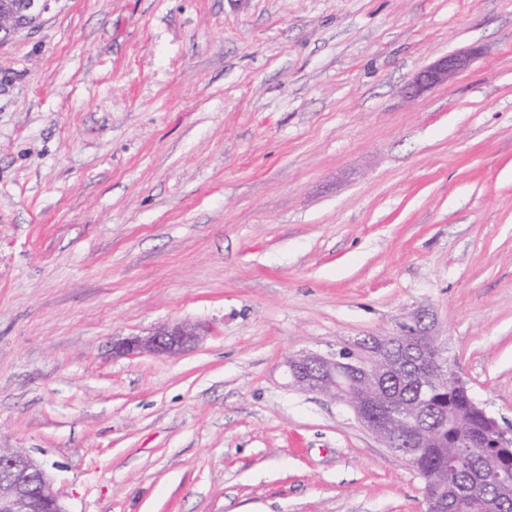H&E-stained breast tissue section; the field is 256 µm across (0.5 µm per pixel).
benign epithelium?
I'll return each mask as SVG.
<instances>
[{
  "label": "benign epithelium",
  "mask_w": 512,
  "mask_h": 512,
  "mask_svg": "<svg viewBox=\"0 0 512 512\" xmlns=\"http://www.w3.org/2000/svg\"><path fill=\"white\" fill-rule=\"evenodd\" d=\"M472 58L473 55L465 52L451 54L421 69L405 85L404 95L415 99L448 83L469 66ZM404 326L409 335L417 337L416 341L374 336L364 345L361 355L347 349L334 357L314 352L287 357L284 373L288 386L328 396L346 406L364 428L396 452L406 442L420 448L437 446L434 431L421 422L423 405H401L386 399L376 385L379 368L396 370L404 356L411 355L420 360L430 351H441L434 318L428 310L414 312ZM205 335L206 329L199 323L174 321L143 335L127 336L115 343L113 350L118 357L177 358L195 348ZM418 380L427 388L442 382L464 386L459 375L438 368L428 375H418ZM492 432V447H512L511 430L496 422ZM0 468L9 472L8 479H0V512H67L44 465L29 450L0 445Z\"/></svg>",
  "instance_id": "benign-epithelium-1"
}]
</instances>
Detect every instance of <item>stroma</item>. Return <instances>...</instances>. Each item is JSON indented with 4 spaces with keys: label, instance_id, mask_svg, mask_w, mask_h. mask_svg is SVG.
<instances>
[{
    "label": "stroma",
    "instance_id": "stroma-1",
    "mask_svg": "<svg viewBox=\"0 0 512 512\" xmlns=\"http://www.w3.org/2000/svg\"><path fill=\"white\" fill-rule=\"evenodd\" d=\"M419 308L512 429V0H49L0 41V441L67 512H424L283 375ZM473 57V54L465 52L451 54L421 69L405 85L404 95L415 99L425 91L447 84L450 79L469 66ZM207 330L199 323L189 320L161 324L146 334L127 336L113 345L118 357L145 355L177 358L195 348Z\"/></svg>",
    "mask_w": 512,
    "mask_h": 512
}]
</instances>
